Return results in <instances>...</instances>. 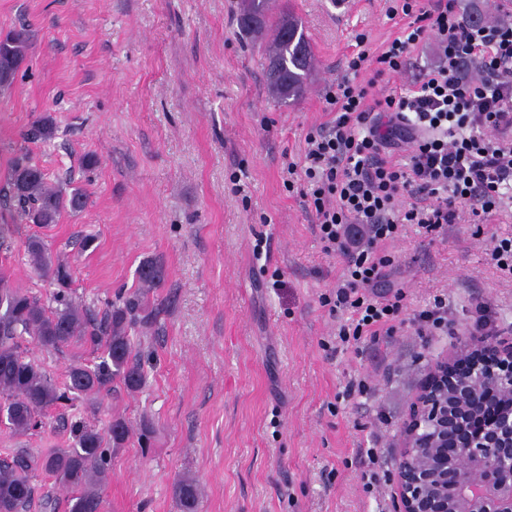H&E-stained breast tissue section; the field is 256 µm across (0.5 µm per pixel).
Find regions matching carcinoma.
<instances>
[{
	"label": "carcinoma",
	"mask_w": 512,
	"mask_h": 512,
	"mask_svg": "<svg viewBox=\"0 0 512 512\" xmlns=\"http://www.w3.org/2000/svg\"><path fill=\"white\" fill-rule=\"evenodd\" d=\"M243 21L272 32L267 44L272 94L284 102L301 99L314 69V57L298 19L290 13H270L269 0H245ZM30 46V34L23 25L0 34V92L12 87ZM54 135V119L44 114L22 133V139L49 141ZM3 198L14 203V211L28 224H54L62 211L80 212L89 204L85 189L67 190L49 184L42 169L23 150L9 162ZM26 251L33 269L55 286L51 300L56 307L48 308L41 297L12 287L0 277V412L18 435L38 427L43 412L51 406L76 398H95L114 382L129 390L140 388L144 369L128 329L139 323L151 324L157 317V308L147 295L133 292L122 304L109 308L103 320L95 322L88 308L73 297L71 266L53 260L40 239L28 240ZM139 279L143 288L158 287L164 280L162 267L143 263ZM24 336L55 351L76 341L102 351L103 359L93 365L73 361L61 388L21 350ZM72 434L67 448H55L44 455L20 448L10 459L0 460V512H26L34 493L32 477L39 470L72 491L67 499L68 512H100L109 479L108 445L124 442L128 428L121 420L113 421L105 430L75 424ZM175 496L182 512H195L199 486L195 480L183 478L175 485Z\"/></svg>",
	"instance_id": "carcinoma-1"
}]
</instances>
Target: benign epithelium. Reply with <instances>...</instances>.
Instances as JSON below:
<instances>
[{"label": "benign epithelium", "instance_id": "7a95c632", "mask_svg": "<svg viewBox=\"0 0 512 512\" xmlns=\"http://www.w3.org/2000/svg\"><path fill=\"white\" fill-rule=\"evenodd\" d=\"M486 393L512 405V336H474L435 366L405 426L394 512H512V411L474 436L466 425Z\"/></svg>", "mask_w": 512, "mask_h": 512}]
</instances>
